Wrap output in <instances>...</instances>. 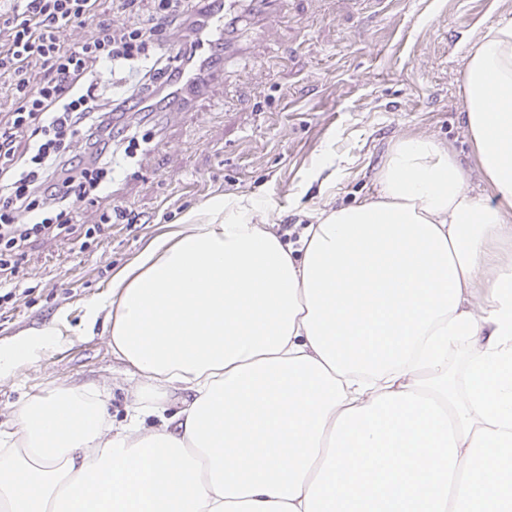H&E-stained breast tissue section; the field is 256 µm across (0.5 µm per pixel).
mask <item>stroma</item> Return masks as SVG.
Segmentation results:
<instances>
[{
    "label": "stroma",
    "mask_w": 512,
    "mask_h": 512,
    "mask_svg": "<svg viewBox=\"0 0 512 512\" xmlns=\"http://www.w3.org/2000/svg\"><path fill=\"white\" fill-rule=\"evenodd\" d=\"M505 19L512 0H282L268 33L244 28V54L226 58L198 111L145 122L131 182L82 214L120 203L140 223L112 225L85 250L76 233L39 239L15 273L0 274V291L17 298L0 306L1 341L61 311L70 325L61 346L0 379V423L22 395L63 383L111 388L112 421H124L130 384L105 335H78L84 306L187 215L207 223L215 198L266 201L278 234L316 209L362 202L392 144L425 136L455 152L468 188L491 199L464 122V55Z\"/></svg>",
    "instance_id": "35a3bbf8"
}]
</instances>
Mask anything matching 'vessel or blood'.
I'll return each instance as SVG.
<instances>
[{
  "label": "vessel or blood",
  "instance_id": "vessel-or-blood-1",
  "mask_svg": "<svg viewBox=\"0 0 512 512\" xmlns=\"http://www.w3.org/2000/svg\"><path fill=\"white\" fill-rule=\"evenodd\" d=\"M279 0H213L197 24L199 53H211L213 62L204 63L199 75L173 97L168 109L172 112L194 111L197 101L206 95L210 86L224 78V57L240 52L241 47L229 40L238 16L252 11L257 18L275 19Z\"/></svg>",
  "mask_w": 512,
  "mask_h": 512
}]
</instances>
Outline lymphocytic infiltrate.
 <instances>
[{"instance_id":"f902f5d3","label":"lymphocytic infiltrate","mask_w":512,"mask_h":512,"mask_svg":"<svg viewBox=\"0 0 512 512\" xmlns=\"http://www.w3.org/2000/svg\"><path fill=\"white\" fill-rule=\"evenodd\" d=\"M0 0V78L14 107L0 120V274L15 271L26 248L70 232L81 206L112 183V149L134 157L145 138L126 115L162 106L196 72L201 0ZM80 40L68 42L75 30ZM178 36V51L163 46ZM139 63L136 80L101 101L96 80Z\"/></svg>"}]
</instances>
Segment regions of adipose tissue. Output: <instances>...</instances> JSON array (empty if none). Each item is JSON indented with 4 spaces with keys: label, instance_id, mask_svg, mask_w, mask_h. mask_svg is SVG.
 Returning a JSON list of instances; mask_svg holds the SVG:
<instances>
[{
    "label": "adipose tissue",
    "instance_id": "obj_1",
    "mask_svg": "<svg viewBox=\"0 0 512 512\" xmlns=\"http://www.w3.org/2000/svg\"><path fill=\"white\" fill-rule=\"evenodd\" d=\"M464 103L493 202L409 136L370 200L313 212L297 244L222 198L115 274L82 330L137 381L128 420L95 385L18 402L0 512H512V264L488 259L512 238L511 21L470 46ZM67 323L0 341V379Z\"/></svg>",
    "mask_w": 512,
    "mask_h": 512
}]
</instances>
